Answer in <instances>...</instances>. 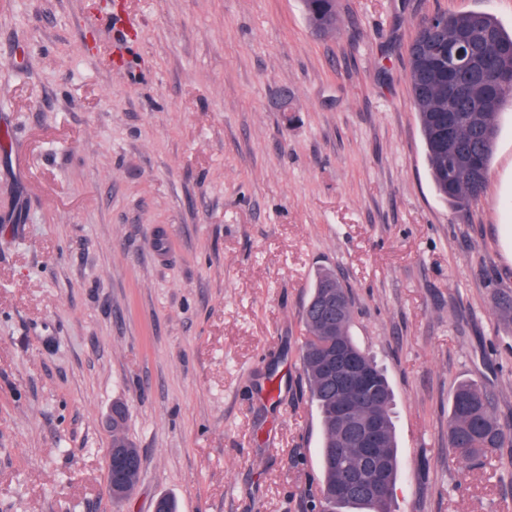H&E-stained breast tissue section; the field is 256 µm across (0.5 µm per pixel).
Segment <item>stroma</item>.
<instances>
[{
  "label": "stroma",
  "mask_w": 512,
  "mask_h": 512,
  "mask_svg": "<svg viewBox=\"0 0 512 512\" xmlns=\"http://www.w3.org/2000/svg\"><path fill=\"white\" fill-rule=\"evenodd\" d=\"M336 4L319 35L302 0H0V512H306L322 429L301 310L322 268L394 393L393 512H512V444L500 473L448 467L460 381L512 424L493 307L512 293V110L459 212L408 78L428 16L511 31L512 0ZM116 404L143 458L120 502Z\"/></svg>",
  "instance_id": "1"
}]
</instances>
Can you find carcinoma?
Returning a JSON list of instances; mask_svg holds the SVG:
<instances>
[{
	"mask_svg": "<svg viewBox=\"0 0 512 512\" xmlns=\"http://www.w3.org/2000/svg\"><path fill=\"white\" fill-rule=\"evenodd\" d=\"M304 3L309 21L317 31L325 33L336 30V0H304ZM440 24L441 36L446 42L465 28L489 31L491 37L482 52L494 65L512 66V33L507 32L489 14L478 11L443 13ZM409 81L434 189L453 208L460 212L467 211L484 192L495 144V140L485 138L476 130L474 117H480L483 128L498 133L499 114L507 103H512V92L492 95L494 103L485 112H477L479 103L476 101L460 103L454 113L457 147L469 157L475 176L463 173L454 178V159L446 153H439L432 139L435 92L431 85L418 80L413 67L409 70ZM494 308L503 325L512 327V295L503 293L494 296ZM301 319L306 331L301 361L323 430V441L319 448L322 484L317 498L309 500V512H340L342 508L392 512V491L399 467L391 417L393 393L384 371L360 349L351 335L352 302L348 288L336 272L323 269L316 274ZM338 347L360 358L374 379L373 397L349 393L353 410L362 418L379 421L382 426L379 462L384 489L380 493L372 491L371 473L364 471L360 474L361 488L345 500L337 499L332 489L344 481L349 472L358 469L359 449L349 445L341 435L336 420V377L329 367L327 356L336 352ZM496 404V395L485 386L470 380L457 384L448 412V447L453 452L448 465L465 469L475 462L482 467H497V450L505 441L512 440V428L501 423L496 415ZM120 415V423L112 430V443L137 455L139 450L125 435L126 413L122 411Z\"/></svg>",
	"mask_w": 512,
	"mask_h": 512,
	"instance_id": "obj_1",
	"label": "carcinoma"
}]
</instances>
